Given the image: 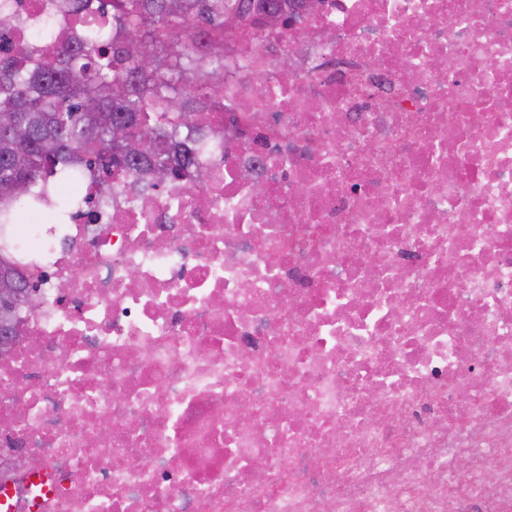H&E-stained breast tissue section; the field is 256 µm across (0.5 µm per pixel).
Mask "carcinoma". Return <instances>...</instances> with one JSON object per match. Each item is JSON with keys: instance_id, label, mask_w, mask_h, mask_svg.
<instances>
[{"instance_id": "cac0c4a2", "label": "carcinoma", "mask_w": 512, "mask_h": 512, "mask_svg": "<svg viewBox=\"0 0 512 512\" xmlns=\"http://www.w3.org/2000/svg\"><path fill=\"white\" fill-rule=\"evenodd\" d=\"M78 31L0 57V232L24 205L52 201L55 178L124 177L148 190L191 179L224 103V46L246 23L292 22L303 0H54ZM128 129L132 143L113 142Z\"/></svg>"}]
</instances>
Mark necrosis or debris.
<instances>
[{"mask_svg":"<svg viewBox=\"0 0 512 512\" xmlns=\"http://www.w3.org/2000/svg\"><path fill=\"white\" fill-rule=\"evenodd\" d=\"M231 48L200 181L7 252L0 512H512V0ZM1 286L0 289V328L4 336H0V346L7 348L11 343L13 336L11 333V315L16 307L21 303L29 307L30 310H35L38 306L37 292L28 288L27 281L17 280L16 288H4V278L1 273Z\"/></svg>","mask_w":512,"mask_h":512,"instance_id":"4bbe7bcc","label":"necrosis or debris"}]
</instances>
